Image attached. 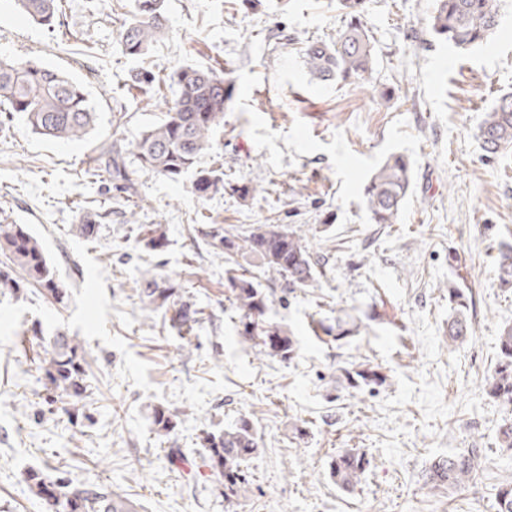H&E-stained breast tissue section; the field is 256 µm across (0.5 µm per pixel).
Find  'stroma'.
I'll use <instances>...</instances> for the list:
<instances>
[{
    "label": "stroma",
    "instance_id": "35a3bbf8",
    "mask_svg": "<svg viewBox=\"0 0 512 512\" xmlns=\"http://www.w3.org/2000/svg\"><path fill=\"white\" fill-rule=\"evenodd\" d=\"M433 0H365L360 15L373 48L371 74L351 84L312 80L310 41L333 40L346 20L336 0H165L168 32L142 59L125 57L118 29L130 0H64L55 25L0 0V58L32 59L84 85L100 114L80 141H46L23 114L0 112V224H22L53 267L63 301L21 270L0 285V512H51L25 480L29 471L77 487L107 486L138 512H496L512 462L495 437L507 410L484 380L497 362L500 329L512 324V291L493 261L512 240V151L489 160L477 139L484 114L512 92V0L488 41L468 51L433 39ZM228 69L224 124L201 167L224 173L203 199L191 176L172 181L140 170L133 145L162 115L136 86L138 70L168 77L185 65ZM121 150L138 195L125 203L109 174L87 177L101 145ZM392 153L414 162L397 221L372 223L363 186ZM249 186L241 196V186ZM309 247L325 261L316 287L268 284L269 321L290 331L293 360L244 343L224 286V252L207 244L211 224H322ZM95 226L93 236L78 232ZM159 224L162 251L141 241ZM157 269L177 298L203 316L191 330L173 309H145L142 273ZM472 300V336L448 343L446 286ZM356 317L347 343L315 334L337 311ZM75 339L88 364L79 398L40 368L56 334ZM386 374L354 390L343 371ZM177 415L161 437L155 409ZM249 420L258 450L249 486L233 510L224 479L202 467L203 433ZM304 426L305 439L292 424ZM347 448L370 464L340 489L329 464ZM484 451L482 475L447 490L426 483L440 456ZM180 453L183 463L170 462Z\"/></svg>",
    "mask_w": 512,
    "mask_h": 512
}]
</instances>
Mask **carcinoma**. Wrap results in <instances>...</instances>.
<instances>
[{
	"instance_id": "1",
	"label": "carcinoma",
	"mask_w": 512,
	"mask_h": 512,
	"mask_svg": "<svg viewBox=\"0 0 512 512\" xmlns=\"http://www.w3.org/2000/svg\"><path fill=\"white\" fill-rule=\"evenodd\" d=\"M33 21L52 25L61 13L62 0H15ZM350 16L345 30L333 42L316 41L303 53L304 63L318 82L355 81L372 72L373 45L364 30L360 13L363 0H339ZM499 25L496 0H434L429 26L436 39L460 49L481 45ZM164 0H133V10L119 32L121 52L130 58L144 56L167 33ZM171 98L164 100L165 111L147 126L134 145L140 169L176 181L193 175L192 188L205 199L224 186V172L198 167L200 157L212 146L214 130L224 122V72L212 68L184 66L170 77ZM24 114L34 133L49 140H80L96 126L97 112L84 86L64 74L33 60H0V106ZM478 139L485 156L493 159L512 150V93L501 96L484 113L478 126ZM112 171V178L123 182L126 198L136 193L121 152L107 146L91 158L85 173L100 169ZM412 174L411 160L400 153L390 155L364 187V198L376 224H393L407 196ZM143 239L157 248L165 240V231L157 224L144 226ZM212 244L224 250V282L243 325L245 341L261 353L291 359L297 354L290 332L265 319L269 296L263 282L282 280L290 288H309L322 276V263L308 246L307 231L283 224H255L246 228L212 224L205 231ZM0 252L21 269L27 280L47 290L57 301L63 291L56 283L53 269L33 237L20 224H0ZM495 262L499 285L512 288V242L502 241ZM139 295L147 308L155 311L168 306L175 286L155 270L142 273ZM451 316L448 342L466 343L471 334L470 299L465 289L448 288ZM202 312L187 303L180 305L178 323L191 326ZM75 339L58 336L50 358L42 368L51 384L74 397L87 390L88 363L78 353ZM350 388L381 385L386 377L372 367L344 370ZM487 395L512 406V324L501 328L498 336V360L485 387ZM207 453L202 466L224 477V502L232 506L247 491L244 466L257 452L258 442L252 423L242 420L221 435L207 433L202 438ZM496 446L500 456L512 461V419L499 425ZM478 448L441 457L427 473L434 487L456 488L475 479L481 469ZM369 466L366 454L348 448L330 462V477L341 489L354 488ZM31 490L53 507L54 512H134L121 499L112 497L105 486L72 489L59 478L48 480L38 471L27 475ZM496 512H512V483L499 488Z\"/></svg>"
}]
</instances>
